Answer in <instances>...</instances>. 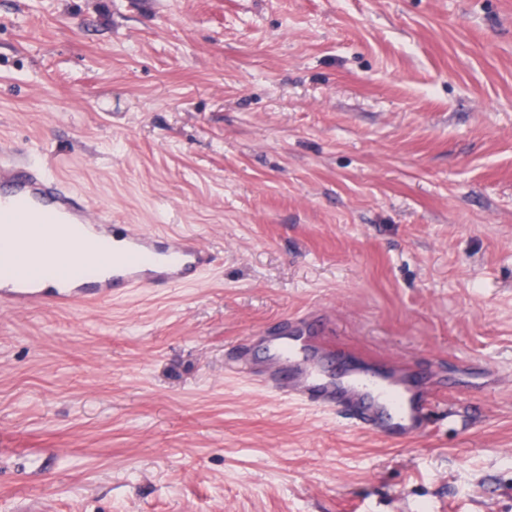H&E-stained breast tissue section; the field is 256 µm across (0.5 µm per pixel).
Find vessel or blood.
I'll use <instances>...</instances> for the list:
<instances>
[{
	"instance_id": "b4317fda",
	"label": "vessel or blood",
	"mask_w": 512,
	"mask_h": 512,
	"mask_svg": "<svg viewBox=\"0 0 512 512\" xmlns=\"http://www.w3.org/2000/svg\"><path fill=\"white\" fill-rule=\"evenodd\" d=\"M33 254L38 266L0 284V305L18 308L105 301L136 288L197 284L216 263L195 236L119 223L92 212L48 169L0 160V259ZM261 367L234 355L238 373L270 392L315 410L345 416L353 426L397 439L413 437L437 406L416 375L393 361L383 368L352 349L327 343L313 323L264 335Z\"/></svg>"
}]
</instances>
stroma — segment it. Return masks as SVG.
I'll list each match as a JSON object with an SVG mask.
<instances>
[{
	"instance_id": "1",
	"label": "stroma",
	"mask_w": 512,
	"mask_h": 512,
	"mask_svg": "<svg viewBox=\"0 0 512 512\" xmlns=\"http://www.w3.org/2000/svg\"><path fill=\"white\" fill-rule=\"evenodd\" d=\"M0 144L217 255L0 309V512H512V0H0ZM311 312L430 433L231 373Z\"/></svg>"
}]
</instances>
